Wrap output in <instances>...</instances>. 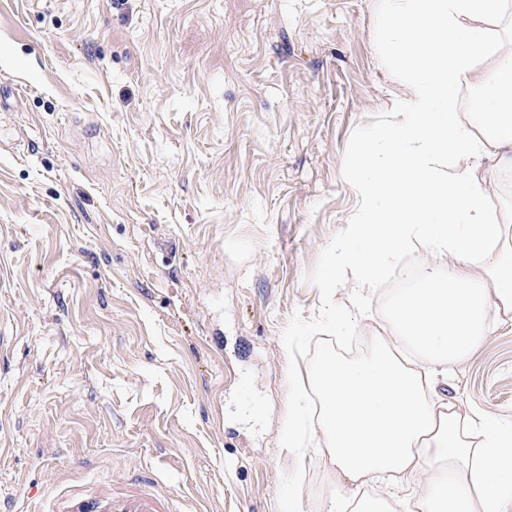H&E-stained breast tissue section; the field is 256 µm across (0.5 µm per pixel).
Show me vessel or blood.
I'll use <instances>...</instances> for the list:
<instances>
[{
  "label": "vessel or blood",
  "instance_id": "1",
  "mask_svg": "<svg viewBox=\"0 0 512 512\" xmlns=\"http://www.w3.org/2000/svg\"><path fill=\"white\" fill-rule=\"evenodd\" d=\"M164 490L147 476H137L124 486L105 483L92 491H66L55 502L54 512H172Z\"/></svg>",
  "mask_w": 512,
  "mask_h": 512
}]
</instances>
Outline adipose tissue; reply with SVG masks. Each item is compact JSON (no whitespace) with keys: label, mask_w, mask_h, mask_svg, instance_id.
Masks as SVG:
<instances>
[{"label":"adipose tissue","mask_w":512,"mask_h":512,"mask_svg":"<svg viewBox=\"0 0 512 512\" xmlns=\"http://www.w3.org/2000/svg\"><path fill=\"white\" fill-rule=\"evenodd\" d=\"M512 0H376L383 59L404 92L346 162L359 206L328 254L327 296L368 290L410 252L434 262L398 294L364 358L326 354L311 374L320 454L341 480L327 512H392L373 485L407 477L417 512H502L512 498V420L432 397L410 345L452 372L512 319V206H493L483 168L512 173ZM490 61L481 69L482 61ZM477 92L460 110L459 93Z\"/></svg>","instance_id":"ef3b65f1"}]
</instances>
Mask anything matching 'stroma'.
Returning <instances> with one entry per match:
<instances>
[{"label": "stroma", "mask_w": 512, "mask_h": 512, "mask_svg": "<svg viewBox=\"0 0 512 512\" xmlns=\"http://www.w3.org/2000/svg\"><path fill=\"white\" fill-rule=\"evenodd\" d=\"M401 92L375 0H0V512L133 462L174 512H324L288 398L347 348L345 161ZM432 390L512 419V321Z\"/></svg>", "instance_id": "stroma-1"}]
</instances>
